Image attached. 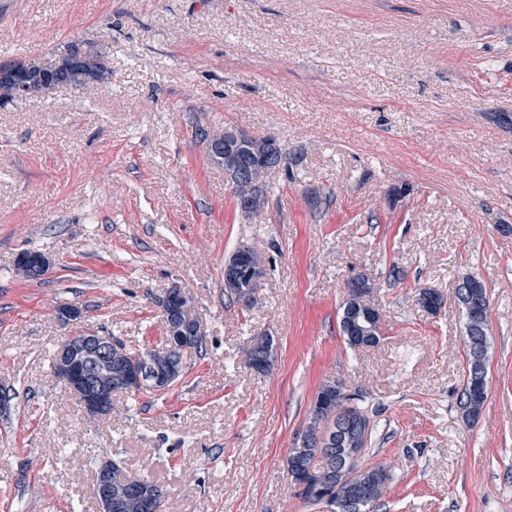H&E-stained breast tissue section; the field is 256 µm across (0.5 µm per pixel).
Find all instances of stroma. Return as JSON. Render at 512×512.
Instances as JSON below:
<instances>
[{
  "instance_id": "stroma-1",
  "label": "stroma",
  "mask_w": 512,
  "mask_h": 512,
  "mask_svg": "<svg viewBox=\"0 0 512 512\" xmlns=\"http://www.w3.org/2000/svg\"><path fill=\"white\" fill-rule=\"evenodd\" d=\"M87 41L108 83L0 105V512H98L105 457L161 485L164 512H325L284 461L331 378L379 408L359 458L389 476L376 512H512V0H0V62ZM201 126L287 154L252 215ZM243 246L266 258L248 307L224 295ZM23 252L48 258L42 279L17 275ZM360 274L383 338L354 351L339 311ZM466 275L489 298L474 423ZM174 287L200 352L169 390L88 417L54 351L81 324L164 350ZM264 331L259 374L244 358ZM173 290L176 288H172ZM191 307H192V297L189 296ZM189 298L186 293L181 290H174L172 292L167 293L163 297V304L161 305V314L162 318L166 323H169L171 320L177 322L181 317L186 316V320H189V307L188 302Z\"/></svg>"
}]
</instances>
